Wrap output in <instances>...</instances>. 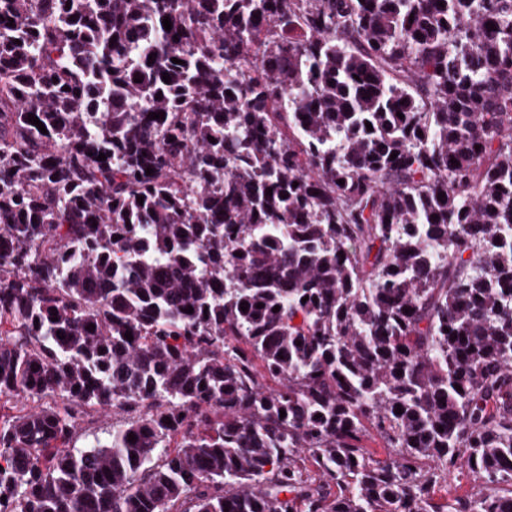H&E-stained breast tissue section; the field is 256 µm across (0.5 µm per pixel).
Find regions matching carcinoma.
Instances as JSON below:
<instances>
[{
    "mask_svg": "<svg viewBox=\"0 0 512 512\" xmlns=\"http://www.w3.org/2000/svg\"><path fill=\"white\" fill-rule=\"evenodd\" d=\"M2 398L0 512H512V0H0ZM120 416H113L112 412L108 415H103L99 422L93 425L92 429H87L80 432L77 439L74 441L76 448H87L96 444V439L104 442L108 439V432H112V423L118 424ZM460 471L459 469L448 473V478L445 482H442L438 491V497H448V501H450L457 495H463L467 492H475L477 490L476 483L471 477L465 474V470L463 469V474H461Z\"/></svg>",
    "mask_w": 512,
    "mask_h": 512,
    "instance_id": "1",
    "label": "carcinoma"
}]
</instances>
